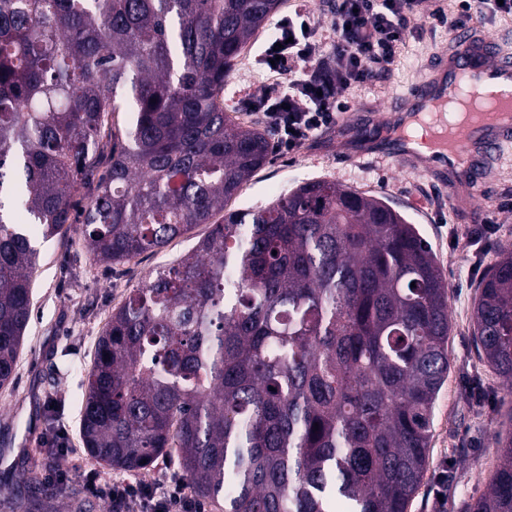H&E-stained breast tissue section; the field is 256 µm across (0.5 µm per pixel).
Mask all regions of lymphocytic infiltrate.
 Here are the masks:
<instances>
[{
    "instance_id": "f902f5d3",
    "label": "lymphocytic infiltrate",
    "mask_w": 512,
    "mask_h": 512,
    "mask_svg": "<svg viewBox=\"0 0 512 512\" xmlns=\"http://www.w3.org/2000/svg\"><path fill=\"white\" fill-rule=\"evenodd\" d=\"M423 0H334L328 29L306 12L280 21L275 47L265 48L262 66L287 75V85L270 87L254 106L278 131V145L294 153L335 125L348 109L351 88L370 83L395 59L407 38L424 28L454 31L469 26L475 14L512 16V0H458L453 14L432 13L422 25ZM85 487L107 500L111 512H202L185 483L101 482L88 472Z\"/></svg>"
}]
</instances>
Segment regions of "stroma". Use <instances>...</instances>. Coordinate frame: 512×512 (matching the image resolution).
<instances>
[{"label":"stroma","mask_w":512,"mask_h":512,"mask_svg":"<svg viewBox=\"0 0 512 512\" xmlns=\"http://www.w3.org/2000/svg\"><path fill=\"white\" fill-rule=\"evenodd\" d=\"M449 38L448 30L439 28L409 39L389 70L351 90L350 112L384 115L387 105L424 75ZM263 75L255 67L245 76L231 73L224 84L225 110L261 127L266 124L262 113L245 111L242 101L261 95L266 88ZM316 179L386 199L415 224L437 256L448 283L450 369L435 402L427 472L408 512H467L486 493L497 468L493 439L505 418L496 408L512 406V387L492 372L472 337L477 285L495 262L498 247H512V211L498 208L500 198L512 194V146L501 148L496 173L478 188L470 213L450 204L447 182L371 155L348 158L337 150L335 138L321 135L295 153L273 152L269 163L227 202L225 212L266 205ZM486 221L498 229L497 248L479 252L465 246L466 231ZM210 230L207 224L194 225L161 251L112 266L93 259L81 225H73L62 239H36L31 318L15 378L0 388V512H12L11 491L34 468L46 477L66 472V482L54 488L56 512H108L105 501L84 489L91 470L104 482L166 484L183 479L174 459H157L143 475L92 460L80 435L83 381L99 336L130 289L154 270L173 264ZM476 384L487 394L480 408L463 398ZM60 433L67 437L63 451L49 452V440ZM443 487L448 490L444 501L438 498Z\"/></svg>","instance_id":"1"}]
</instances>
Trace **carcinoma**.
Returning <instances> with one entry per match:
<instances>
[{"label": "carcinoma", "mask_w": 512, "mask_h": 512, "mask_svg": "<svg viewBox=\"0 0 512 512\" xmlns=\"http://www.w3.org/2000/svg\"><path fill=\"white\" fill-rule=\"evenodd\" d=\"M280 0H0V387L32 312L36 235L84 228L128 262L208 224L269 162L224 82ZM127 113L124 123L112 121ZM85 203L75 213V192ZM448 289L415 225L335 181L224 215L115 311L81 436L127 471L176 456L224 512H408L448 377ZM473 340L512 384V248L478 285ZM319 430H314V425ZM469 512H512V431ZM20 512L53 497L39 473Z\"/></svg>", "instance_id": "obj_1"}]
</instances>
